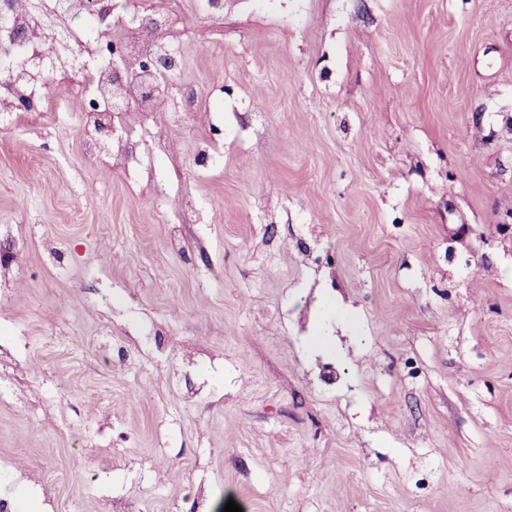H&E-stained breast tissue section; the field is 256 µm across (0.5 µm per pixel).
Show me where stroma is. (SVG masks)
Here are the masks:
<instances>
[{"label": "stroma", "instance_id": "35a3bbf8", "mask_svg": "<svg viewBox=\"0 0 512 512\" xmlns=\"http://www.w3.org/2000/svg\"><path fill=\"white\" fill-rule=\"evenodd\" d=\"M223 2L0 112V506L512 512V0ZM137 38L138 35L135 31H131L129 37L123 35V42L129 46V51L126 56L129 64H133L135 68L136 80L130 83H126L125 81L123 86H118L117 89H115V87H108L105 89L100 84L102 74L109 72V70L105 68L106 61H109V56L106 54V52L101 51V47L103 45L101 39H96L91 43L82 44V46L92 51L93 54L96 55L101 61L100 66L95 69L92 74L91 81L97 85V98L94 100L90 110L87 111L86 116L90 122L93 121V117L98 113L104 111L107 108H111L112 100L117 99L118 96L126 100H142L144 84L153 81V74L148 69H145L139 60L137 43L135 42Z\"/></svg>", "mask_w": 512, "mask_h": 512}]
</instances>
